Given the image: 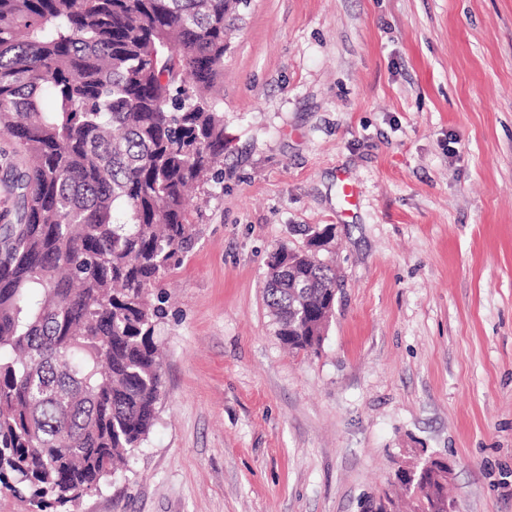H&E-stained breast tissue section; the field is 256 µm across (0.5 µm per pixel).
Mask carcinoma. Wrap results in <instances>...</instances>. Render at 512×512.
I'll return each mask as SVG.
<instances>
[{
  "mask_svg": "<svg viewBox=\"0 0 512 512\" xmlns=\"http://www.w3.org/2000/svg\"><path fill=\"white\" fill-rule=\"evenodd\" d=\"M247 0H0V486L58 512L132 455L163 389L153 289L194 235L191 191L224 156L226 34ZM285 245L276 336L322 341L331 260ZM3 150L2 155L0 154V224L7 223L12 218V205L13 199L9 194L5 183L1 181L3 171L1 165L4 166V153L8 154L11 152V144L6 138L0 137V153ZM11 213V214H9Z\"/></svg>",
  "mask_w": 512,
  "mask_h": 512,
  "instance_id": "1",
  "label": "carcinoma"
}]
</instances>
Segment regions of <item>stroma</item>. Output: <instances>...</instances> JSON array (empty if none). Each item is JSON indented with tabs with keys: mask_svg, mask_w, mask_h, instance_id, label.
Returning a JSON list of instances; mask_svg holds the SVG:
<instances>
[{
	"mask_svg": "<svg viewBox=\"0 0 512 512\" xmlns=\"http://www.w3.org/2000/svg\"><path fill=\"white\" fill-rule=\"evenodd\" d=\"M223 98L156 424L70 512H361L423 449L457 512H512V0H250ZM327 225L291 351L267 261Z\"/></svg>",
	"mask_w": 512,
	"mask_h": 512,
	"instance_id": "1",
	"label": "stroma"
}]
</instances>
